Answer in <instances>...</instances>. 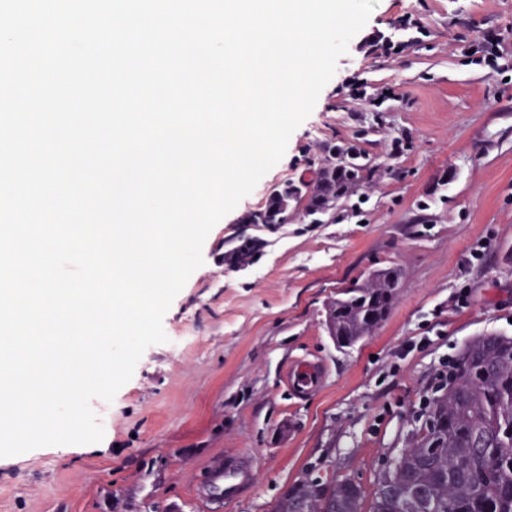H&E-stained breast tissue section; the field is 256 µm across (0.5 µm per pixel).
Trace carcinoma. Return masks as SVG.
<instances>
[{"mask_svg": "<svg viewBox=\"0 0 512 512\" xmlns=\"http://www.w3.org/2000/svg\"><path fill=\"white\" fill-rule=\"evenodd\" d=\"M315 177L275 187L248 224L288 223V202L309 198L311 224L336 220V202L362 186L367 156L328 140L320 147ZM259 240L238 241L224 251L226 266L239 267ZM398 273L380 269L342 289L325 308V321L340 348L373 334L397 296ZM467 367L448 376L428 406L424 427L398 456L390 482L378 480L369 512H512V337L478 336L462 350ZM361 486L348 480L305 479L282 493L272 512H361Z\"/></svg>", "mask_w": 512, "mask_h": 512, "instance_id": "obj_1", "label": "carcinoma"}]
</instances>
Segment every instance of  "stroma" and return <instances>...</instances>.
<instances>
[{
	"label": "stroma",
	"instance_id": "obj_1",
	"mask_svg": "<svg viewBox=\"0 0 512 512\" xmlns=\"http://www.w3.org/2000/svg\"><path fill=\"white\" fill-rule=\"evenodd\" d=\"M415 15L425 31L402 27ZM284 157L208 234L203 265L112 402L101 442L0 458V512H270L301 477L354 479L373 494L436 397L445 362L478 336H512V80L462 46L512 50V0H379ZM362 82L366 98L350 94ZM358 144L371 175L354 213L311 224L301 212L244 270L222 255L271 189L312 176L326 139ZM480 259H472L473 249ZM400 273L372 336L337 348L324 322L336 291L371 272ZM325 365L322 389L281 381L299 359ZM248 453L257 478L236 504L205 495L213 466Z\"/></svg>",
	"mask_w": 512,
	"mask_h": 512
}]
</instances>
